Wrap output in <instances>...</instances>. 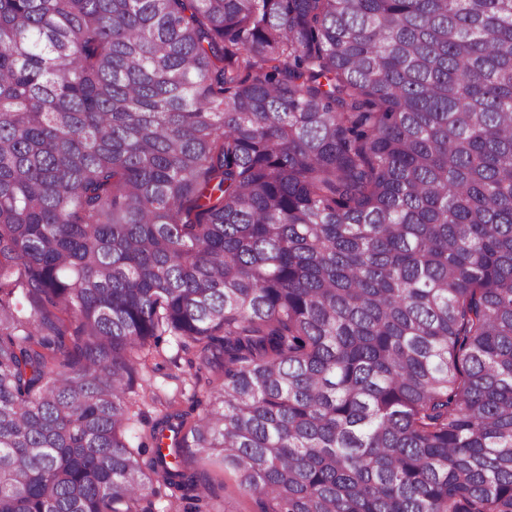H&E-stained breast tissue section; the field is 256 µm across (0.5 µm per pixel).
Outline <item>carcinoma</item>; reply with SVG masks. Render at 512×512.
Segmentation results:
<instances>
[{"label": "carcinoma", "mask_w": 512, "mask_h": 512, "mask_svg": "<svg viewBox=\"0 0 512 512\" xmlns=\"http://www.w3.org/2000/svg\"><path fill=\"white\" fill-rule=\"evenodd\" d=\"M185 448L512 512V0H0V512H202ZM159 350L162 353V358H159L162 368L144 370L142 378L145 384L149 385L163 401L175 396L180 410L191 411L194 404L195 375L207 374V370L203 368L199 372L194 349L185 352L175 339L165 338ZM190 359L194 360L192 364L189 362Z\"/></svg>", "instance_id": "obj_1"}]
</instances>
